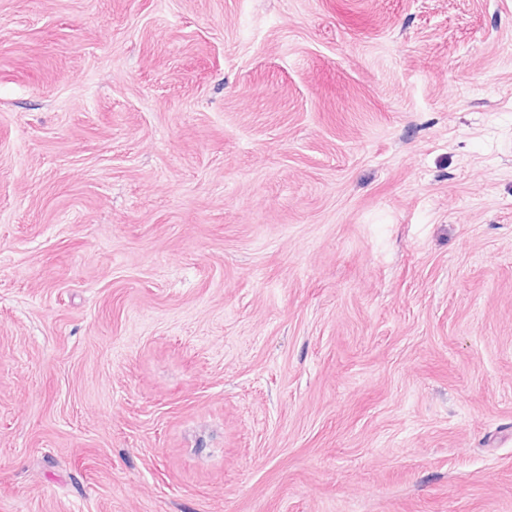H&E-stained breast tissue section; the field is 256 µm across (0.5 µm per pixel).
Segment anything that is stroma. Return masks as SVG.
Masks as SVG:
<instances>
[{
	"instance_id": "stroma-1",
	"label": "stroma",
	"mask_w": 512,
	"mask_h": 512,
	"mask_svg": "<svg viewBox=\"0 0 512 512\" xmlns=\"http://www.w3.org/2000/svg\"><path fill=\"white\" fill-rule=\"evenodd\" d=\"M0 512H512V0H0Z\"/></svg>"
}]
</instances>
